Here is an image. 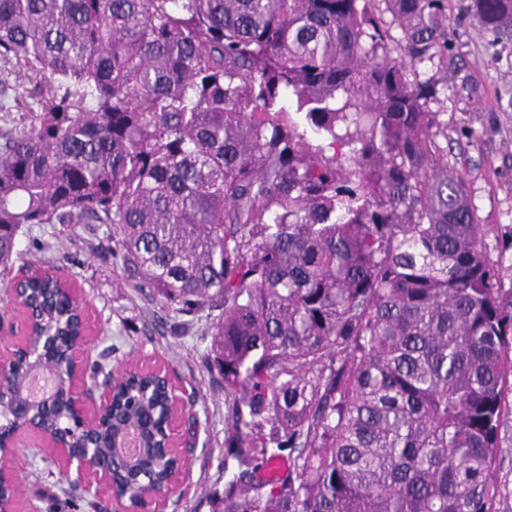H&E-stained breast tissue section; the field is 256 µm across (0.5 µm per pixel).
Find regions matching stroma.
Wrapping results in <instances>:
<instances>
[{
  "instance_id": "obj_1",
  "label": "stroma",
  "mask_w": 512,
  "mask_h": 512,
  "mask_svg": "<svg viewBox=\"0 0 512 512\" xmlns=\"http://www.w3.org/2000/svg\"><path fill=\"white\" fill-rule=\"evenodd\" d=\"M467 0H450L448 26L455 32L448 68L438 74L443 118L448 123V161L469 187L480 223L490 225L487 242L512 278V42L499 43L462 9ZM57 265L80 288L95 341L92 353L112 348V365L160 363L178 383L196 394L198 444L188 475L166 512H212L224 493V382L208 365L209 337L202 326L183 328L160 322L157 299L141 294L112 258L113 244L102 233L56 229ZM50 463L28 465L20 475L21 501L47 512L58 484Z\"/></svg>"
}]
</instances>
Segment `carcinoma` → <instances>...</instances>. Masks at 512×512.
I'll return each mask as SVG.
<instances>
[{
	"label": "carcinoma",
	"instance_id": "carcinoma-1",
	"mask_svg": "<svg viewBox=\"0 0 512 512\" xmlns=\"http://www.w3.org/2000/svg\"><path fill=\"white\" fill-rule=\"evenodd\" d=\"M466 11L512 41V0ZM451 43L448 0H0V269L101 224L168 320L209 323L217 512H496L512 285L419 70ZM131 389L118 418L156 431Z\"/></svg>",
	"mask_w": 512,
	"mask_h": 512
}]
</instances>
